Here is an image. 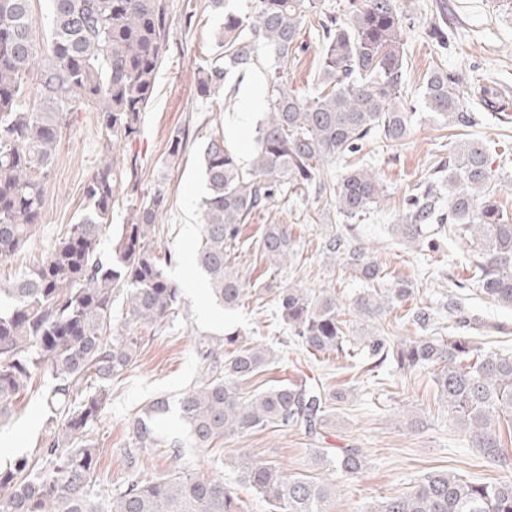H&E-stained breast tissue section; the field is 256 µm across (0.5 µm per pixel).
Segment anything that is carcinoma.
Returning <instances> with one entry per match:
<instances>
[{
	"instance_id": "1",
	"label": "carcinoma",
	"mask_w": 512,
	"mask_h": 512,
	"mask_svg": "<svg viewBox=\"0 0 512 512\" xmlns=\"http://www.w3.org/2000/svg\"><path fill=\"white\" fill-rule=\"evenodd\" d=\"M49 2L50 42L31 86L30 0H0V261L20 251L42 223L55 152L75 114L96 106L111 145L138 135L171 26L166 0ZM440 15L425 37L445 49L450 24L447 11ZM306 26L317 33L321 62L311 87L300 93L288 86V62ZM411 27L401 0H346L339 15L318 10L316 0H256L249 16L224 13L217 36L222 62L200 68L199 92L219 95L235 73L264 58L267 109L256 121L248 166L222 138L210 139L203 151L206 194L196 264L217 305L233 309L246 298L232 254L250 216L275 197H329L347 222L379 203L383 185L376 173L353 168L332 181L323 169L329 161L356 157L376 139L399 145L408 137L417 114L413 100L404 98V34ZM461 84L456 72L435 70L424 85V110L459 129L482 123V112L462 105ZM185 146L184 131H173L166 161L176 162ZM495 161L480 142L456 146L448 156V194L437 180L416 184L395 227L404 241L433 252L446 239L477 244L466 265L472 276L454 287L474 285L512 307V215L490 189ZM136 177L137 168L112 158L95 166L78 222L32 269L0 287V426L33 378L43 373L54 380L45 396L48 436L41 453L0 466V512H244L220 479L184 470L141 476L139 452L159 445L158 430L172 414L192 448L273 425L316 437L331 403L345 398L342 390L303 377L243 395L240 382L270 364L274 352L242 345L231 333L222 354L208 345L197 348L202 379L176 406L158 397L133 418L127 478L111 500L101 497L93 431L112 397V381L134 365L138 328L162 325L182 308L180 288L166 272L172 255L159 258L151 247L157 216L167 205L164 183L143 194L116 250L106 258L98 252L119 190L138 189ZM254 245L273 266L296 255L286 224L264 225ZM322 252L356 271L362 288L353 309L369 319L413 296L411 283L374 262L351 226L325 238ZM122 294L125 307L117 311ZM277 305L293 344L312 355L344 356L362 372L377 373L388 363L404 373L430 371L438 401L468 444L489 465H512L503 440L505 432L512 440V354L486 350L468 336L472 318L460 298L448 296L452 325L446 337L432 309L418 306L409 309V321L427 335L394 338L376 330L358 344L328 289L281 288ZM319 457L346 478L363 468L358 448H321ZM240 477L281 512H330L334 489L327 483L287 477L257 460L242 467ZM365 512H512V479L487 482L433 471Z\"/></svg>"
}]
</instances>
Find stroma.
Listing matches in <instances>:
<instances>
[{
  "label": "stroma",
  "mask_w": 512,
  "mask_h": 512,
  "mask_svg": "<svg viewBox=\"0 0 512 512\" xmlns=\"http://www.w3.org/2000/svg\"><path fill=\"white\" fill-rule=\"evenodd\" d=\"M173 20L155 90L142 116L136 139L116 143L111 153L119 164H136L141 188L163 182L167 207L157 218L153 247L158 255H171L169 278L181 290L180 315L162 326H142V341L134 366L112 383V398L94 430L98 448V471L103 494L117 493L126 476L124 448L130 443L129 424L150 401L168 397L177 401L181 392L198 376L196 350L200 340L214 344L224 333L237 331L242 341L281 354L280 363L269 366L254 382L245 384L257 393L301 376L325 381L330 388L347 392L343 403L330 414L321 435L312 438L299 430L269 427L262 431L226 435L213 448L181 447L185 434L177 419L161 429L162 447L152 448L141 458V474L153 477L176 469L223 478L247 506V512H273V508L250 486L240 482L236 464L247 456L277 465L286 476L307 475L336 487L333 512H362L381 497L402 494L426 473L447 470L484 480L502 478L500 469L485 465L478 449L453 425L437 401L436 388L428 371L408 374L381 372L369 377L352 369L350 360L328 355H311L292 346L287 325L281 319L276 291L288 286L313 290L330 289L346 313L353 336H361L377 325L402 338L420 331L404 322L400 310L373 321L348 312L351 298L361 283L344 259H331L319 244L326 235L342 230L334 201H316L305 195L276 199L246 224L245 238L259 236L264 225H288L299 253L281 272L272 273L266 262L257 260L251 248L238 250L236 261L246 279L247 296L237 309L226 311L215 305L206 288L189 291V281L199 280L194 266L200 242L199 203L204 194L200 156L214 136L227 134L238 115L239 97L204 99L197 95V67L215 59V27L224 21V10L248 14L254 0H226L223 11L214 10L211 0H166ZM415 26L405 34L406 81L409 95H416L425 78L438 67L458 70L465 84L460 98L472 105L481 85H492L512 97V0H403ZM447 5L457 34L447 50L427 41L423 33L434 21L439 5ZM193 17L185 25V17ZM303 49L288 68L292 87L308 89L319 65L316 32L302 34ZM183 129L187 138L182 158L166 164L170 133ZM512 146V123L494 116L455 137L451 129L432 119L414 122L402 146L383 141L372 146L371 161L386 188V195L355 230L372 259L396 275L411 280L415 303L440 307L442 297L454 290L453 279L466 274L465 259L470 248L452 244L442 252L404 242L394 230L402 201L414 185L436 167L447 163L458 139ZM104 136L98 111L89 106L62 133L57 147L44 216L31 241L10 260L0 262V285L14 281L39 260L41 253L76 223L85 204L84 186L92 168L102 157ZM465 303L490 331L477 333L485 348L512 353V332L493 331L497 322L512 324V309L500 305L475 289L464 292ZM50 379L38 376L32 389L15 405V420L0 428V464L17 454L39 455L46 432L42 397ZM322 448H358L366 458L362 471L353 478L336 473L318 456Z\"/></svg>",
  "instance_id": "stroma-1"
}]
</instances>
